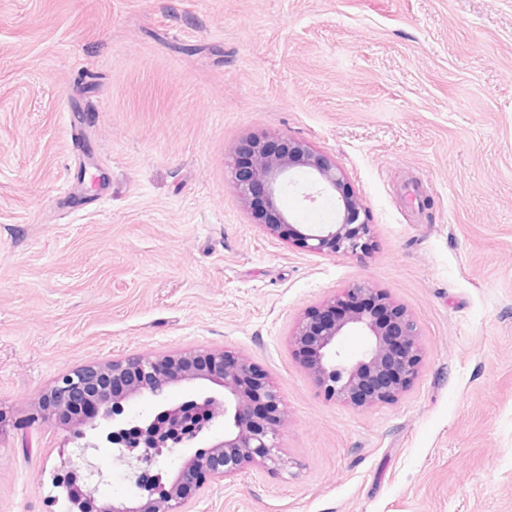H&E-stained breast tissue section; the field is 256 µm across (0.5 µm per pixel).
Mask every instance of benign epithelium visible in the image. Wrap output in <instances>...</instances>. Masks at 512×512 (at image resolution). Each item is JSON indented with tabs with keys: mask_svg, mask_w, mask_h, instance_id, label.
I'll list each match as a JSON object with an SVG mask.
<instances>
[{
	"mask_svg": "<svg viewBox=\"0 0 512 512\" xmlns=\"http://www.w3.org/2000/svg\"><path fill=\"white\" fill-rule=\"evenodd\" d=\"M240 199L269 236L294 242L321 255H355L369 248L366 207L343 169L306 142L291 138H252L230 163ZM304 172L317 193L337 195L336 222L305 225L281 209L284 186ZM350 335L366 340L356 357L342 350ZM290 342L309 377L336 400L365 407L394 400L418 375L419 333L407 311L367 285L348 288L304 312L293 325ZM182 386L214 391L200 406L224 416V436L161 476L164 450L195 439L201 426L184 422L182 406L167 407L170 393ZM148 397L159 411L129 426L124 404ZM42 419L67 412L74 436L84 443L56 478L65 512H185L204 486L249 466L287 468L280 435L287 415L275 388L244 356L222 351L184 350L163 358L137 355L89 366L63 375L37 402ZM106 433L116 458L135 465L136 492L127 504L98 501L104 472L87 458Z\"/></svg>",
	"mask_w": 512,
	"mask_h": 512,
	"instance_id": "1",
	"label": "benign epithelium"
}]
</instances>
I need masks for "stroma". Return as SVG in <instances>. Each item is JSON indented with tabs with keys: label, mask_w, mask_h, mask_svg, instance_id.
<instances>
[{
	"label": "stroma",
	"mask_w": 512,
	"mask_h": 512,
	"mask_svg": "<svg viewBox=\"0 0 512 512\" xmlns=\"http://www.w3.org/2000/svg\"><path fill=\"white\" fill-rule=\"evenodd\" d=\"M264 135L336 160L370 250L252 223L225 163ZM309 186L280 207L334 223ZM360 284L411 313L422 360L358 409L288 335ZM224 348L276 387L290 464L187 512H512V0H0V512L64 508L77 441L33 417L63 374ZM90 459L126 499L111 444Z\"/></svg>",
	"instance_id": "stroma-1"
}]
</instances>
